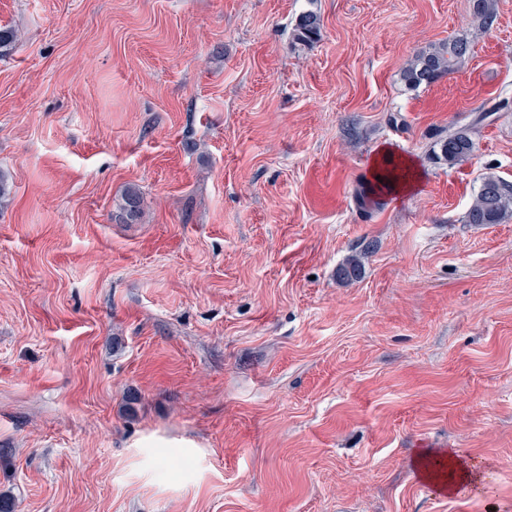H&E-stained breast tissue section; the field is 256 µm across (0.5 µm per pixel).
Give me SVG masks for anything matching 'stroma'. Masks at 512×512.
<instances>
[{
  "label": "stroma",
  "mask_w": 512,
  "mask_h": 512,
  "mask_svg": "<svg viewBox=\"0 0 512 512\" xmlns=\"http://www.w3.org/2000/svg\"><path fill=\"white\" fill-rule=\"evenodd\" d=\"M471 5L0 0L20 36L0 56L15 512H512V219L462 221L483 175L512 181V108L469 160L433 158L512 98V0L485 32ZM459 36L457 71L404 87ZM382 147L418 184L364 211ZM448 449L478 488L421 478L419 452ZM321 33L320 16L313 12L300 14L292 29V38L296 44L308 47L316 43ZM470 51L471 43L466 37L430 44L409 60L400 73V79L409 90L431 86L457 70ZM510 106V98L504 97L491 105L482 104L476 108L471 127L448 129V134L437 143L440 146L441 158L448 162V166L461 164L469 159L475 150V142L472 134L477 125L484 123L495 112H501ZM145 199L142 192L135 186L125 189L122 194V204L120 210L123 212L127 220H133L143 211Z\"/></svg>",
  "instance_id": "1"
}]
</instances>
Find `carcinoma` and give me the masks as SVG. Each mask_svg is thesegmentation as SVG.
<instances>
[{
	"label": "carcinoma",
	"instance_id": "carcinoma-1",
	"mask_svg": "<svg viewBox=\"0 0 512 512\" xmlns=\"http://www.w3.org/2000/svg\"><path fill=\"white\" fill-rule=\"evenodd\" d=\"M473 15L479 27L490 30L497 19L495 0H473ZM321 33L320 16L313 12L300 14L292 29L295 43L308 47L316 43ZM471 43L465 37H454L448 41L429 45L419 51L403 68L400 79L409 90H417L436 83L445 75L457 70L470 54ZM512 100L504 97L492 104H483L475 109L471 126L448 130L439 141L441 158L448 165H458L469 159L475 150L474 127L484 123L494 113L509 108ZM145 199L135 186H129L122 194L120 210L126 219L133 220L143 211ZM512 218V181L495 174L481 178L473 200L463 216L466 224H501ZM362 264L351 258L343 264L337 274L343 280L359 278Z\"/></svg>",
	"mask_w": 512,
	"mask_h": 512
}]
</instances>
